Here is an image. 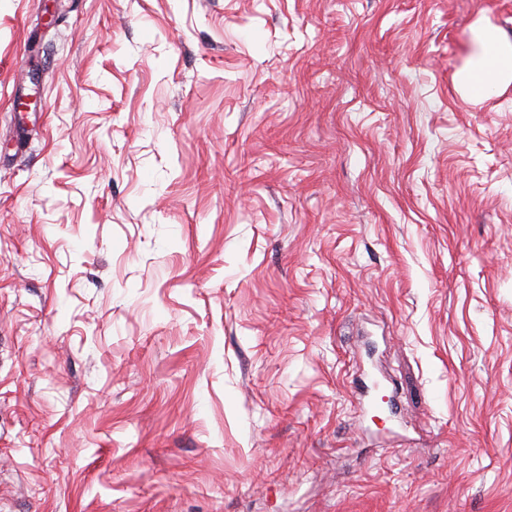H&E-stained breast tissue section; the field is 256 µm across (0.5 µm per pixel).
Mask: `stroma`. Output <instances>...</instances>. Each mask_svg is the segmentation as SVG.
<instances>
[{
  "mask_svg": "<svg viewBox=\"0 0 512 512\" xmlns=\"http://www.w3.org/2000/svg\"><path fill=\"white\" fill-rule=\"evenodd\" d=\"M479 24L512 0H0V512H512Z\"/></svg>",
  "mask_w": 512,
  "mask_h": 512,
  "instance_id": "1",
  "label": "stroma"
}]
</instances>
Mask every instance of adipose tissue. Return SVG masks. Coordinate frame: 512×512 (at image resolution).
<instances>
[{
	"mask_svg": "<svg viewBox=\"0 0 512 512\" xmlns=\"http://www.w3.org/2000/svg\"><path fill=\"white\" fill-rule=\"evenodd\" d=\"M512 80V42L489 25H479L459 81L465 91L476 97L496 94L501 83Z\"/></svg>",
	"mask_w": 512,
	"mask_h": 512,
	"instance_id": "ef3b65f1",
	"label": "adipose tissue"
}]
</instances>
